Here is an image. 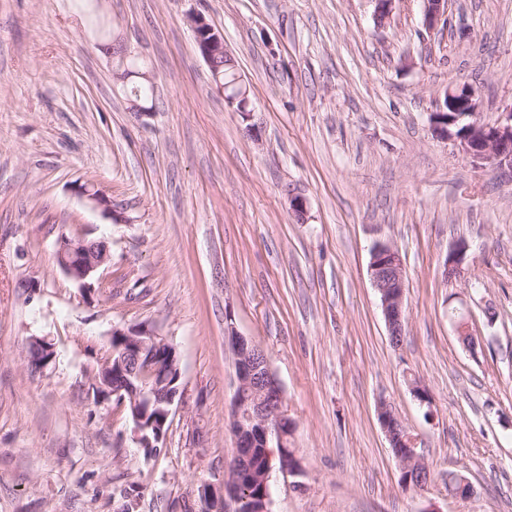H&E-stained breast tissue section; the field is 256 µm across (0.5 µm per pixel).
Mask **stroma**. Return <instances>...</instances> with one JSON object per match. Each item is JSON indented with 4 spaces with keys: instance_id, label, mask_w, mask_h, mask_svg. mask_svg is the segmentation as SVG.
<instances>
[{
    "instance_id": "stroma-1",
    "label": "stroma",
    "mask_w": 512,
    "mask_h": 512,
    "mask_svg": "<svg viewBox=\"0 0 512 512\" xmlns=\"http://www.w3.org/2000/svg\"><path fill=\"white\" fill-rule=\"evenodd\" d=\"M194 10L222 31L251 116L213 93ZM448 19L427 30L422 0L381 27L372 0H0V512H200V484L236 453L229 323L265 351L296 425L305 474L272 465L271 512H512V173L430 121L464 83L481 122L512 105V0H448ZM127 54L151 112L131 107ZM63 234L107 244L110 292L61 271ZM378 242L405 272L397 344L368 273ZM137 326L181 370L151 458L92 390L113 328ZM33 336L56 351L42 369ZM382 401L419 438L424 490L399 483ZM451 471L471 496L449 495Z\"/></svg>"
}]
</instances>
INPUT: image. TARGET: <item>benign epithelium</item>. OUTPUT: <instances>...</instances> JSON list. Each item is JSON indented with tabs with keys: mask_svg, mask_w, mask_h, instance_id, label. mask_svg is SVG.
<instances>
[{
	"mask_svg": "<svg viewBox=\"0 0 512 512\" xmlns=\"http://www.w3.org/2000/svg\"><path fill=\"white\" fill-rule=\"evenodd\" d=\"M424 24L434 29L447 20L448 0H423ZM188 23L194 34L198 49L209 69H214L217 57L224 52V38L207 18L199 12L188 15ZM481 90L471 85H462L446 92L439 109L431 114L433 130L438 135L452 140L461 152L479 163H491L500 169L512 172V105L504 117L494 124L480 123L478 114ZM79 192L97 204L107 207L112 219H122L121 213L112 208V202L99 190L79 186ZM465 245L457 244L448 254L446 273L455 278L462 273V256ZM55 259L62 271L77 282L85 291H96L106 284L101 271L110 260L109 251L101 249L86 238H73L65 234L56 241ZM369 276L373 287L380 295L382 312L392 340L397 342L404 329L405 273L399 252L392 246L379 243L371 250ZM227 338L236 356V389L232 399L230 429L235 439L236 455L231 465L230 476L224 480L223 490L204 482L199 486L198 496L210 512H222L224 500H237L238 476L255 447L254 436H260L265 448H287L293 433V423L283 410V397L272 376L268 360L261 349L238 335L232 326L225 328ZM172 345L154 334L150 329L120 328L112 330L108 347L99 359L102 371H112V388L94 382L97 394L103 397L114 394L128 397L137 442L148 439L147 430L154 431L157 443H162L165 425L175 404L182 398L180 387L163 380L147 388L143 378L154 372L157 361L165 360ZM122 359L115 362V353ZM143 364L138 375L126 370L124 360ZM155 408L150 416L149 408ZM381 427L400 465V478L406 488L421 490L426 479L411 482V477L428 472L422 455L417 451L418 438L410 433L402 421L385 404L378 408Z\"/></svg>",
	"mask_w": 512,
	"mask_h": 512,
	"instance_id": "benign-epithelium-1",
	"label": "benign epithelium"
}]
</instances>
